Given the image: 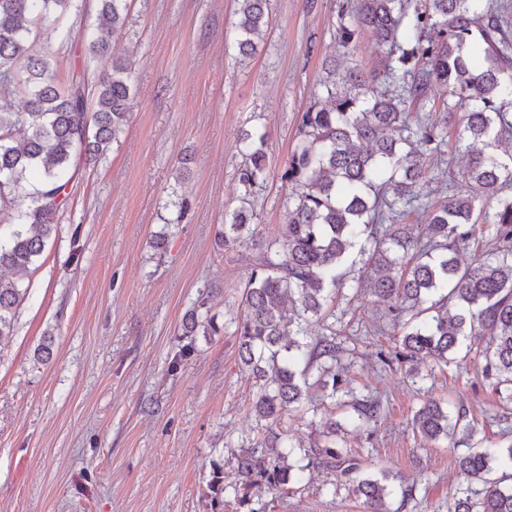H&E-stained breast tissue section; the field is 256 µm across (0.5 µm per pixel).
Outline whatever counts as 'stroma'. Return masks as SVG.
<instances>
[{
    "instance_id": "stroma-1",
    "label": "stroma",
    "mask_w": 512,
    "mask_h": 512,
    "mask_svg": "<svg viewBox=\"0 0 512 512\" xmlns=\"http://www.w3.org/2000/svg\"><path fill=\"white\" fill-rule=\"evenodd\" d=\"M339 2L269 0L271 25L243 60L231 46L236 0H128L116 38L134 71L125 131L104 157L75 160L55 230L22 275L28 295L13 333L0 338V512H366L331 467L309 471L296 493L236 501L234 457L262 437L251 411L257 387L234 334L256 252L217 240L243 194L242 133H270L269 177L251 197L258 239L268 242L286 222L291 189L280 174L299 115L324 96L328 66L340 76L376 67L369 39L340 47ZM34 49L52 54L62 87L81 69L94 92L111 69L89 60L78 38L42 36ZM443 149L422 181L433 198L467 162L454 138ZM180 198L189 201L181 219ZM201 304L217 332L185 340L183 320ZM332 304L354 339L344 374L359 394L375 388L384 399L376 425L339 435V451L356 456L363 475L385 468L394 486L414 487L410 500L392 496L396 512H448L481 485L457 473L466 443L423 441L415 412L433 398L463 407L479 446L497 448L512 433V409L476 366L451 364L418 381L384 366L392 338L359 334L360 322L382 315L372 297ZM47 340L52 354L38 360ZM188 342L193 351L179 360Z\"/></svg>"
}]
</instances>
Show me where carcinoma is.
<instances>
[{
    "label": "carcinoma",
    "mask_w": 512,
    "mask_h": 512,
    "mask_svg": "<svg viewBox=\"0 0 512 512\" xmlns=\"http://www.w3.org/2000/svg\"><path fill=\"white\" fill-rule=\"evenodd\" d=\"M235 49L249 58L271 19L268 0H237ZM83 0H0V83L24 70L25 108L0 106V268L25 270L44 248L66 201L74 157L95 161L124 132L132 92V64L114 44L125 24L126 0H97L95 23L84 33L90 58L109 57L112 72L98 84L93 124H88L84 82L61 90L49 55L36 54L33 29L52 20L50 37L76 38L69 16ZM337 36L348 48L362 35L382 54L381 68L364 75L347 70L342 86L325 84L324 104L301 113L298 141L281 179L292 189L287 221L277 241L260 249L245 292L235 336L242 365L258 385L259 423L317 413L314 392L348 408L345 421H310L324 442L306 448L288 429L269 430L252 448L234 456L242 487L239 502L266 490L284 496L312 466L344 465L352 493L369 512H391L390 473L364 477L357 459L336 451V435L381 419L378 395L361 398L338 370L346 352L326 327L327 303L347 286L366 290L387 315L370 322L369 334L393 333L395 361L421 366L457 362L465 341L486 336L473 363L501 402L512 404V37L488 0H342ZM438 84L448 91L443 112L424 123L407 111L426 104ZM453 123L456 140L470 147L467 166L448 171V192L437 201L420 194L425 160L440 153ZM267 130L244 133L238 180L241 206L225 217L220 242L258 246L250 197L267 179ZM471 261L460 250L478 246ZM27 294L22 281L0 277V338L14 328ZM213 329L212 318L190 312L182 335ZM452 416L440 401L415 412L412 427L426 442L452 440L476 430ZM501 471L498 477L493 476ZM459 473L483 484L480 497L458 498L453 512H512V442L467 449Z\"/></svg>",
    "instance_id": "1"
}]
</instances>
